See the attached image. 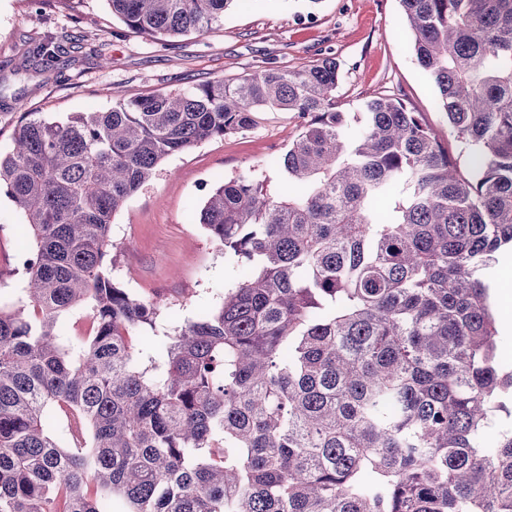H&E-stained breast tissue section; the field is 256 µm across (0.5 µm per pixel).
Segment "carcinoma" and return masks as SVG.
Returning <instances> with one entry per match:
<instances>
[{
    "label": "carcinoma",
    "instance_id": "cac0c4a2",
    "mask_svg": "<svg viewBox=\"0 0 512 512\" xmlns=\"http://www.w3.org/2000/svg\"><path fill=\"white\" fill-rule=\"evenodd\" d=\"M107 2L167 41L219 29L235 0ZM399 2L452 151L383 94L348 136L332 57L22 113L0 188L35 250L0 305V512H512V426L486 446L512 371L479 277L512 245V0ZM30 54L50 73L60 45ZM262 109L306 119L280 161L299 190L212 189L200 223L250 276L146 353L133 333L159 332L164 301L107 273L112 218L167 158ZM85 308L73 348L61 322Z\"/></svg>",
    "mask_w": 512,
    "mask_h": 512
}]
</instances>
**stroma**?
<instances>
[{
	"mask_svg": "<svg viewBox=\"0 0 512 512\" xmlns=\"http://www.w3.org/2000/svg\"><path fill=\"white\" fill-rule=\"evenodd\" d=\"M50 38L64 52L56 71L31 76L25 53ZM399 0H236L220 29L163 44L129 30L107 0H0V151H8L25 112H95L121 97L189 90L266 69H300L332 56L340 64L336 95L346 111L388 94L447 135L435 89L408 46ZM301 131L293 113L264 111L242 132L169 157L112 220L121 248L107 259L112 280L167 306L171 330L215 310L247 276L231 252L200 223L210 190L260 175L284 194L279 161ZM25 220L0 190V302L15 300L25 270L15 254L32 245Z\"/></svg>",
	"mask_w": 512,
	"mask_h": 512,
	"instance_id": "stroma-1",
	"label": "stroma"
}]
</instances>
